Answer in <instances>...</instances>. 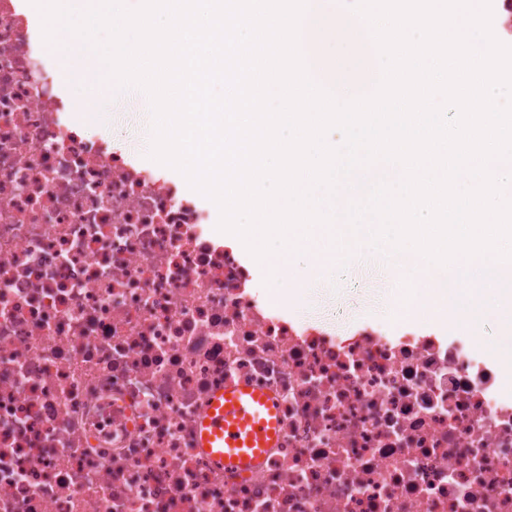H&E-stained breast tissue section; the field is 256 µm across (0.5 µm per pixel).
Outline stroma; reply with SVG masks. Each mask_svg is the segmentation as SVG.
<instances>
[{
    "mask_svg": "<svg viewBox=\"0 0 512 512\" xmlns=\"http://www.w3.org/2000/svg\"><path fill=\"white\" fill-rule=\"evenodd\" d=\"M95 121L84 123L89 138L105 141L109 146L133 153L147 160L151 147L152 121L150 102L141 91L111 89L106 101L96 109ZM314 261L305 255L295 256L291 267L303 271L299 283L291 285L266 265H259L254 282L263 295L272 291L288 292L283 305L298 321L315 324L340 336L348 335L363 321L391 323L393 306L400 301V284L391 267L380 255L354 252L345 269H332L320 274ZM505 318L497 312H477L460 307L453 323L433 320L426 312L409 317L411 325L434 332L447 333L457 327L481 341L492 364H501L497 353L507 333Z\"/></svg>",
    "mask_w": 512,
    "mask_h": 512,
    "instance_id": "1",
    "label": "stroma"
}]
</instances>
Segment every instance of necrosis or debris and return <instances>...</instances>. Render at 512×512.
Masks as SVG:
<instances>
[{"label": "necrosis or debris", "instance_id": "necrosis-or-debris-1", "mask_svg": "<svg viewBox=\"0 0 512 512\" xmlns=\"http://www.w3.org/2000/svg\"><path fill=\"white\" fill-rule=\"evenodd\" d=\"M20 2L0 0V512H512V390L474 339L272 309L208 199L62 120ZM230 384L278 407L252 472L198 446Z\"/></svg>", "mask_w": 512, "mask_h": 512}]
</instances>
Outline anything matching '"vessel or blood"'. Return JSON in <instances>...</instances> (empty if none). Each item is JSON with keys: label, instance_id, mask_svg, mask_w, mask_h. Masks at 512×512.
<instances>
[{"label": "vessel or blood", "instance_id": "b4317fda", "mask_svg": "<svg viewBox=\"0 0 512 512\" xmlns=\"http://www.w3.org/2000/svg\"><path fill=\"white\" fill-rule=\"evenodd\" d=\"M273 398L264 392L226 386L198 425V444L217 465L253 471L277 441Z\"/></svg>", "mask_w": 512, "mask_h": 512}]
</instances>
